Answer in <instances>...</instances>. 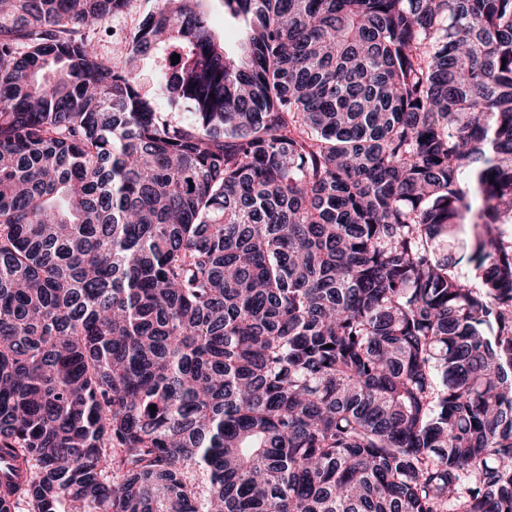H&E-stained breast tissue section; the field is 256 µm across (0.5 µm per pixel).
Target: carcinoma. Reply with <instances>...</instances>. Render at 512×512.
I'll use <instances>...</instances> for the list:
<instances>
[{"label": "carcinoma", "instance_id": "1", "mask_svg": "<svg viewBox=\"0 0 512 512\" xmlns=\"http://www.w3.org/2000/svg\"><path fill=\"white\" fill-rule=\"evenodd\" d=\"M202 2L0 0V512H512V0ZM154 3L153 0H132L122 13L109 19L100 29L89 32V37L94 40L104 59L111 63L117 61V55L127 37L142 17L152 10ZM202 6L209 14L214 32L224 40L226 50L231 54L236 53L243 38V23L228 16L224 17V6L221 0H206Z\"/></svg>", "mask_w": 512, "mask_h": 512}]
</instances>
